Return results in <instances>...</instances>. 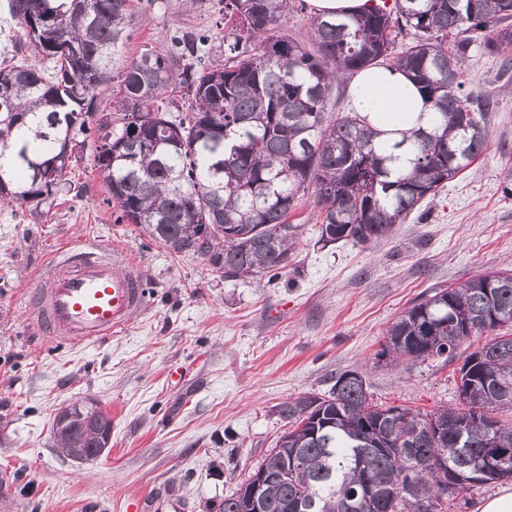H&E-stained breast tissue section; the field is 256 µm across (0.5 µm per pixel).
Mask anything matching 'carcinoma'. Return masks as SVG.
<instances>
[{"instance_id": "obj_1", "label": "carcinoma", "mask_w": 512, "mask_h": 512, "mask_svg": "<svg viewBox=\"0 0 512 512\" xmlns=\"http://www.w3.org/2000/svg\"><path fill=\"white\" fill-rule=\"evenodd\" d=\"M7 0L19 25L0 67V203L39 206L77 162L76 132L96 124L95 156L107 202L174 254L206 258L224 278L288 266L296 226L288 215L314 188L319 241L368 244L394 231L421 202L486 149L491 99L467 87L461 66L473 45L512 46V0H394L345 18L315 16L309 42L277 32L291 0H224V64L200 67L209 36L169 33L164 53L146 49L119 75L112 111L97 89L112 81V48L127 37L129 0ZM370 66L410 76L433 120L394 143L357 112L328 118L329 93ZM184 95L171 117L164 95ZM405 148L409 167L392 166ZM512 324V270L439 288L389 327L378 356H452L468 338ZM465 408L425 417L370 402L363 375L330 378L328 394L282 404L290 425L255 473H267L261 512H436L455 494L512 479V336L464 357ZM61 454L85 462L111 444L112 419L93 400L55 416ZM500 458L485 470L486 459ZM250 480L219 512H255Z\"/></svg>"}]
</instances>
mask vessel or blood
Instances as JSON below:
<instances>
[{
    "instance_id": "vessel-or-blood-1",
    "label": "vessel or blood",
    "mask_w": 512,
    "mask_h": 512,
    "mask_svg": "<svg viewBox=\"0 0 512 512\" xmlns=\"http://www.w3.org/2000/svg\"><path fill=\"white\" fill-rule=\"evenodd\" d=\"M145 306L129 254L90 242L52 255L34 278L27 313L51 338L86 345L124 331Z\"/></svg>"
}]
</instances>
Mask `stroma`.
Returning <instances> with one entry per match:
<instances>
[{
	"instance_id": "1",
	"label": "stroma",
	"mask_w": 512,
	"mask_h": 512,
	"mask_svg": "<svg viewBox=\"0 0 512 512\" xmlns=\"http://www.w3.org/2000/svg\"><path fill=\"white\" fill-rule=\"evenodd\" d=\"M120 72L172 27L210 35L224 61L222 0H130ZM465 79L493 97L487 148L388 238L319 242L306 193L289 220L298 245L273 279H228L197 255L171 253L118 221L94 161V130L68 185L29 206L0 208V512H215L288 429L282 403L362 372L375 404L432 413L459 406L460 357L388 362L386 331L433 289L512 266V71L473 48ZM127 250L145 309L109 340L72 345L42 335L23 311L31 278L71 242ZM84 398L112 418V447L80 463L56 453L58 408Z\"/></svg>"
}]
</instances>
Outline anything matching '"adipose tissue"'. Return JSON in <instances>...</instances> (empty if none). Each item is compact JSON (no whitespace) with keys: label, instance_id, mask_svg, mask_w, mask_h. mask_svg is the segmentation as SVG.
<instances>
[{"label":"adipose tissue","instance_id":"adipose-tissue-1","mask_svg":"<svg viewBox=\"0 0 512 512\" xmlns=\"http://www.w3.org/2000/svg\"><path fill=\"white\" fill-rule=\"evenodd\" d=\"M349 93L355 110L387 141L399 140L401 132L426 126L430 120L429 107L402 73L366 69L351 82Z\"/></svg>","mask_w":512,"mask_h":512}]
</instances>
